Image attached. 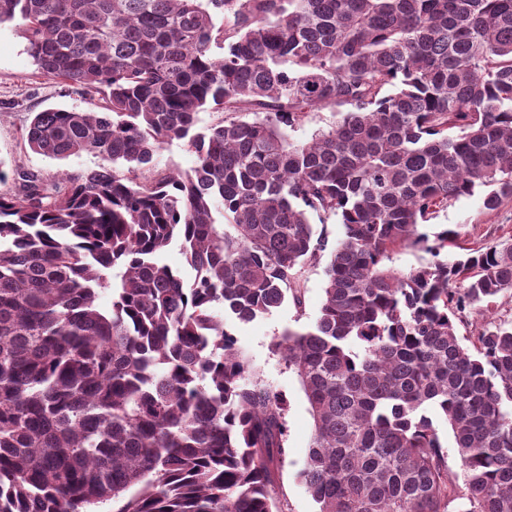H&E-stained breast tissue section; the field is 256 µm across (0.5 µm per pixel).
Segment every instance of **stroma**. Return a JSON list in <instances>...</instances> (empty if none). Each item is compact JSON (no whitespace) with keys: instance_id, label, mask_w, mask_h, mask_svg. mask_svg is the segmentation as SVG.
<instances>
[{"instance_id":"35a3bbf8","label":"stroma","mask_w":512,"mask_h":512,"mask_svg":"<svg viewBox=\"0 0 512 512\" xmlns=\"http://www.w3.org/2000/svg\"><path fill=\"white\" fill-rule=\"evenodd\" d=\"M88 97L76 94L58 80L36 72L26 52V42L17 23L0 25V169L13 173L21 168L52 178L59 173L96 168L99 157L82 153L66 159H51L32 152L25 143L33 113L46 108H90ZM483 190L450 200L419 230L435 236L453 227L469 246L489 240L512 238V200L497 210L483 206ZM325 262L309 263L301 271L303 304L285 301L271 315L233 328L240 350L251 360L260 378L287 401L286 456L274 467V497L283 512H316L317 506L296 477L310 443L313 420L303 389L274 344L291 329L310 326L319 314L325 286Z\"/></svg>"}]
</instances>
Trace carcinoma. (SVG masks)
Here are the masks:
<instances>
[{
  "mask_svg": "<svg viewBox=\"0 0 512 512\" xmlns=\"http://www.w3.org/2000/svg\"><path fill=\"white\" fill-rule=\"evenodd\" d=\"M16 19L38 72L102 102L33 113L28 147L102 164L0 190V512H276L285 400L226 325L302 306L326 251L319 315L274 343L318 512H512V319L457 329L512 292V239L442 259L460 232L418 230L512 199V0H0ZM175 139L195 166L157 171ZM335 121L336 114L331 109L309 112L293 130L288 129V134L296 141H308L315 131L326 129ZM430 254L414 247L400 248L392 252L387 265L397 271L408 272L431 260Z\"/></svg>",
  "mask_w": 512,
  "mask_h": 512,
  "instance_id": "carcinoma-1",
  "label": "carcinoma"
}]
</instances>
